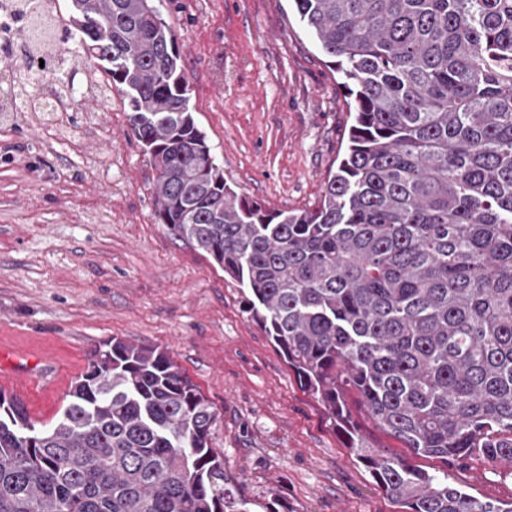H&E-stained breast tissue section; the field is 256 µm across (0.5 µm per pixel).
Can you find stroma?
Returning a JSON list of instances; mask_svg holds the SVG:
<instances>
[{
  "mask_svg": "<svg viewBox=\"0 0 512 512\" xmlns=\"http://www.w3.org/2000/svg\"><path fill=\"white\" fill-rule=\"evenodd\" d=\"M189 105L224 178L280 211L309 209L336 171L352 123L347 94L289 0H164ZM156 172L120 97L77 93L0 122V364L23 349L51 360L54 392L16 396L53 422L96 348L112 339L169 352L213 407L211 446L241 495L272 512H400L305 391L242 288L154 221ZM353 422L413 466L447 471L470 495L512 501V473L476 457L446 466L414 454L366 415Z\"/></svg>",
  "mask_w": 512,
  "mask_h": 512,
  "instance_id": "obj_1",
  "label": "stroma"
}]
</instances>
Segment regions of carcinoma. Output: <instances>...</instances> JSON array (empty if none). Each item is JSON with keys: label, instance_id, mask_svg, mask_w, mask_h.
<instances>
[{"label": "carcinoma", "instance_id": "obj_1", "mask_svg": "<svg viewBox=\"0 0 512 512\" xmlns=\"http://www.w3.org/2000/svg\"><path fill=\"white\" fill-rule=\"evenodd\" d=\"M68 25L13 0L31 36L71 42L116 92L156 170L155 223L246 290L248 312L347 448L404 512H512L386 448L355 392L415 453L512 470V0H292L342 74L353 124L320 200L237 194L189 107L161 0H71ZM29 62L9 92L41 111ZM216 414L168 352L97 349L51 425L0 390V512H253L210 446Z\"/></svg>", "mask_w": 512, "mask_h": 512}]
</instances>
